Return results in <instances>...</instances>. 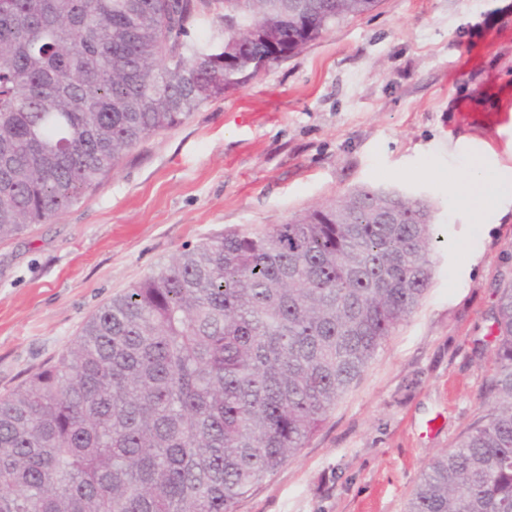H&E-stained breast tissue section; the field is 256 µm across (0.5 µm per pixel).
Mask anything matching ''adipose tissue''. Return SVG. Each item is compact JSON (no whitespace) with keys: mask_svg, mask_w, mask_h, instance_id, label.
<instances>
[{"mask_svg":"<svg viewBox=\"0 0 512 512\" xmlns=\"http://www.w3.org/2000/svg\"><path fill=\"white\" fill-rule=\"evenodd\" d=\"M454 191L469 210H500L503 199L512 194V168H490L474 161L456 181Z\"/></svg>","mask_w":512,"mask_h":512,"instance_id":"adipose-tissue-1","label":"adipose tissue"}]
</instances>
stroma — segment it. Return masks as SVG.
Instances as JSON below:
<instances>
[{
	"label": "stroma",
	"instance_id": "obj_1",
	"mask_svg": "<svg viewBox=\"0 0 512 512\" xmlns=\"http://www.w3.org/2000/svg\"><path fill=\"white\" fill-rule=\"evenodd\" d=\"M512 0H380L140 142L60 217L0 244V396L187 244L266 229L362 186L428 200L419 307L237 512H406L428 460L485 414L512 196L462 207L472 157L512 168Z\"/></svg>",
	"mask_w": 512,
	"mask_h": 512
}]
</instances>
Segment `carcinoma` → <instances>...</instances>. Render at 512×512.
Masks as SVG:
<instances>
[{"instance_id":"carcinoma-1","label":"carcinoma","mask_w":512,"mask_h":512,"mask_svg":"<svg viewBox=\"0 0 512 512\" xmlns=\"http://www.w3.org/2000/svg\"><path fill=\"white\" fill-rule=\"evenodd\" d=\"M224 0L233 64L188 0H0V243L64 213L142 140L377 0ZM432 205L360 187L187 247L0 397V512H236L294 458L433 277ZM487 413L407 512H512V285Z\"/></svg>"}]
</instances>
